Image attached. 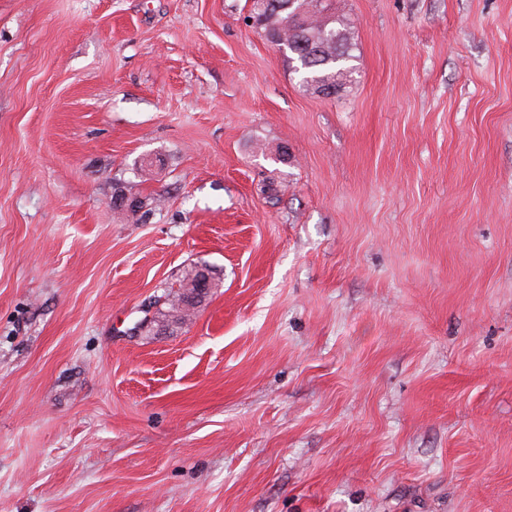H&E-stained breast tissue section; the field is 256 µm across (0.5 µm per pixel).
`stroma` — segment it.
<instances>
[{
    "label": "stroma",
    "instance_id": "35a3bbf8",
    "mask_svg": "<svg viewBox=\"0 0 512 512\" xmlns=\"http://www.w3.org/2000/svg\"><path fill=\"white\" fill-rule=\"evenodd\" d=\"M250 7L0 0V512H512V0ZM262 1H268L267 6L264 10H262L260 7H257L253 3L251 18L253 19L256 28L264 32L267 36V33H269L270 30H273L278 24H281L286 16H283L281 13L277 12L276 8L271 3H269L270 1L283 2V0ZM330 0H295V7L305 6L302 12L290 17L294 10L293 1L282 3L281 10H288V24L284 34L290 44L288 52L299 66L302 86L314 92L321 86L330 85L322 94L342 87L353 74L355 68L348 66L352 60V43L345 28L336 27V19L331 26H325L321 17L331 8ZM200 270H205L207 275H209V271L205 268L194 267L191 269L186 275L183 277L179 288L177 291L171 292V290H166L164 294L160 297H166V302L164 305L165 309H162L160 312L163 316L170 318L176 324H181L185 322L186 311L181 307L182 298L188 292L193 294V299H197L196 303H200L201 299L207 297L209 294V288H211L210 283L209 287L205 288H194L195 280L198 276H201L203 279H206L204 274H200ZM168 291V292H167Z\"/></svg>",
    "mask_w": 512,
    "mask_h": 512
}]
</instances>
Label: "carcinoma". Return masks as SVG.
Here are the masks:
<instances>
[{
	"label": "carcinoma",
	"mask_w": 512,
	"mask_h": 512,
	"mask_svg": "<svg viewBox=\"0 0 512 512\" xmlns=\"http://www.w3.org/2000/svg\"><path fill=\"white\" fill-rule=\"evenodd\" d=\"M295 4L303 11L289 17L291 24L284 34L290 44L288 52L298 63L302 86L314 91L323 85L342 87L354 71L348 65L352 60V43L347 30L336 27L334 20L329 27L322 23V14L330 10V0H295ZM252 19L256 28L267 34L283 22L284 16L269 3L263 10L252 6ZM198 276L200 268L196 267L186 273L178 290L164 292L163 316L177 324L185 322L186 311L181 307L185 294L191 293L197 300L209 294L207 287H194Z\"/></svg>",
	"instance_id": "carcinoma-1"
}]
</instances>
